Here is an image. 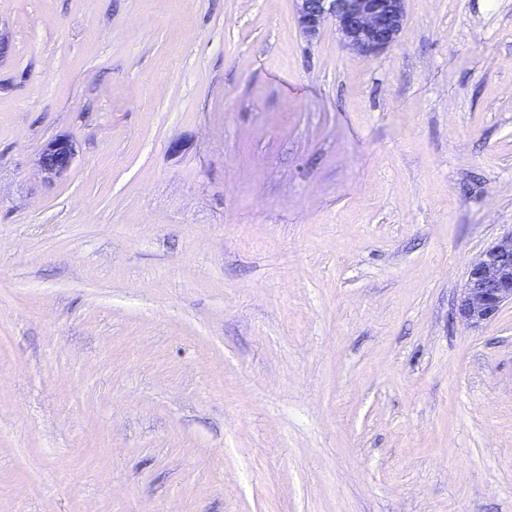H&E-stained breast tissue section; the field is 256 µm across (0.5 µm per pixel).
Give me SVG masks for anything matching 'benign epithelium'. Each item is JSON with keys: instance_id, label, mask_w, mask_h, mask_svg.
<instances>
[{"instance_id": "7a95c632", "label": "benign epithelium", "mask_w": 512, "mask_h": 512, "mask_svg": "<svg viewBox=\"0 0 512 512\" xmlns=\"http://www.w3.org/2000/svg\"><path fill=\"white\" fill-rule=\"evenodd\" d=\"M303 38H319L328 23L342 44L366 58L391 48L406 23V0H293ZM76 158V146L57 136L43 147L38 166L47 181L64 176ZM512 304V231L501 235L469 264L458 298L461 321L477 327L491 320L505 304Z\"/></svg>"}]
</instances>
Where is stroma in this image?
Here are the masks:
<instances>
[{"label":"stroma","instance_id":"stroma-1","mask_svg":"<svg viewBox=\"0 0 512 512\" xmlns=\"http://www.w3.org/2000/svg\"><path fill=\"white\" fill-rule=\"evenodd\" d=\"M406 10L0 0V512H512V0ZM301 35L318 39L332 23L342 44L375 58L391 48L406 23V0H292ZM76 146L67 136H57L43 147L38 166L47 181L64 176L72 167L76 158ZM512 304V231L501 235L469 264L458 298V315L468 326L490 321Z\"/></svg>","mask_w":512,"mask_h":512}]
</instances>
